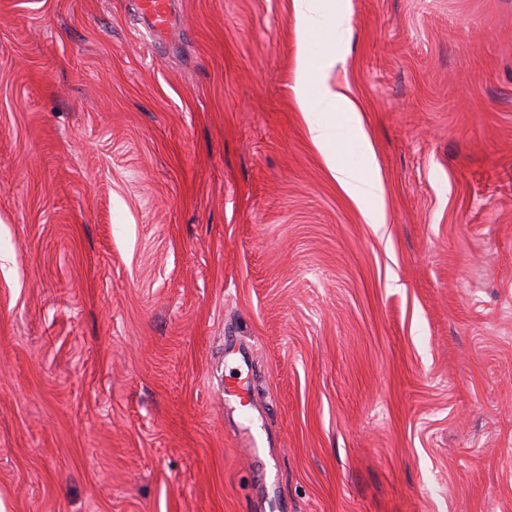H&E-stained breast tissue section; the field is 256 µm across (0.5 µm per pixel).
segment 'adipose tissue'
<instances>
[{"label":"adipose tissue","instance_id":"ef3b65f1","mask_svg":"<svg viewBox=\"0 0 512 512\" xmlns=\"http://www.w3.org/2000/svg\"><path fill=\"white\" fill-rule=\"evenodd\" d=\"M296 2V28L301 50L297 57L295 99L304 115L311 138L324 154L333 177L353 199L372 200L373 205L366 215L368 223H384L385 213L378 203L381 196L378 183L362 178L354 169L337 163L336 153L332 148V128L323 120L327 114H343L355 140L361 144L364 162H373L374 155L363 133L358 103L353 98L349 86L333 85L327 80L328 72L336 67L340 58L331 54L316 61L306 50L309 42L322 33L325 26L329 25L336 29L347 22L350 15V0H340L339 8L332 13L331 21L327 24L323 23L315 7V0Z\"/></svg>","mask_w":512,"mask_h":512}]
</instances>
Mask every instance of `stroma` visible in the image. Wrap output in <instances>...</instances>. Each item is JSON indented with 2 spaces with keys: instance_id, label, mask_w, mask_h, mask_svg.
Wrapping results in <instances>:
<instances>
[{
  "instance_id": "1",
  "label": "stroma",
  "mask_w": 512,
  "mask_h": 512,
  "mask_svg": "<svg viewBox=\"0 0 512 512\" xmlns=\"http://www.w3.org/2000/svg\"><path fill=\"white\" fill-rule=\"evenodd\" d=\"M350 6L382 224L294 0H0L5 512H512V0ZM140 8L151 17L154 30L161 31L168 24V1L144 0L140 2ZM296 28L299 35L301 49L297 57L295 99L308 125L313 142L325 156L326 163L333 177L344 190L355 200L372 199L374 205L365 215L368 223H385V213L379 204L381 190L378 183L362 178L354 169L336 162V152L332 148L333 132L331 126L320 119L319 115L339 112L346 117L354 138L361 145V156L364 162L371 165L374 155L362 129V121L357 101L353 98L347 85H331L327 80V73L344 62L342 56H336V50L330 55L314 61L307 52V45L319 33L327 34L336 41V28L343 26L350 15V0H340L336 11V4L331 15V26L325 31L321 15L314 6L315 0H295Z\"/></svg>"
}]
</instances>
